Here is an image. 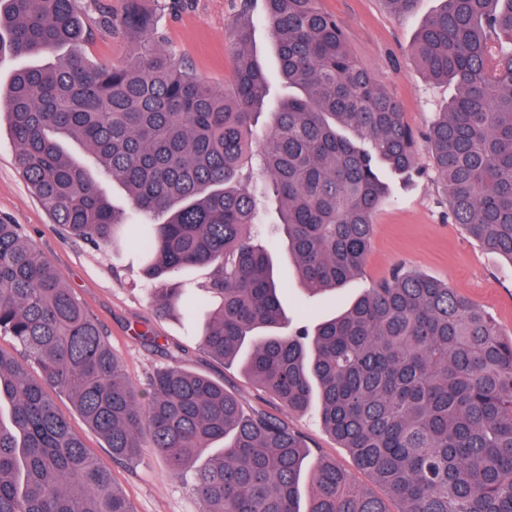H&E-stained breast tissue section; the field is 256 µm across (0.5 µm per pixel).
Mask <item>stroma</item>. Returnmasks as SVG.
<instances>
[{
    "mask_svg": "<svg viewBox=\"0 0 512 512\" xmlns=\"http://www.w3.org/2000/svg\"><path fill=\"white\" fill-rule=\"evenodd\" d=\"M238 3L141 0L143 9L154 18L162 48L218 87L233 82L226 35ZM322 6L342 20L351 53L402 103L404 119L413 130L425 129L454 98L455 85L428 81L411 51L420 22L434 12L438 0H419L408 15L393 13L383 0H322ZM86 24L90 36L83 51L90 60L109 66L127 59L132 41L101 26L96 10H89ZM419 165L422 173L411 183L388 176L390 195L375 213L363 269L336 293L309 297L293 267L285 259H277L281 301L293 324L313 325L341 313L365 288L388 277L399 263L478 301L503 332L512 333V264L470 238L461 225L450 222L448 203L432 179L427 151H420ZM1 216L24 225L32 243L57 267L65 285L99 320L134 382L145 384L155 370L170 365V355L175 352L188 370L223 382L244 407L279 412L278 403L252 382L239 363H222L199 349L196 336L203 318L192 321L179 315H153L149 285L130 250H96L83 241L61 238L19 174L15 146L5 132L0 134ZM146 330L160 337L161 347L140 339V332ZM57 405L90 451L111 470L116 487L130 500L134 512H199L196 499L153 451H145L135 464L116 463L103 439L85 425L67 397H58ZM290 422L307 435L314 455L335 459L356 485L370 486L369 476L322 429L314 412L291 416Z\"/></svg>",
    "mask_w": 512,
    "mask_h": 512,
    "instance_id": "1",
    "label": "stroma"
}]
</instances>
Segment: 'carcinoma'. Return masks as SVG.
<instances>
[{"mask_svg":"<svg viewBox=\"0 0 512 512\" xmlns=\"http://www.w3.org/2000/svg\"><path fill=\"white\" fill-rule=\"evenodd\" d=\"M288 98L259 126L270 94L250 50L254 7ZM84 0H0V53L68 54L15 71L6 116L15 164L68 237L133 244L158 317L205 310L199 346L244 370L290 414L320 406L323 428L382 489L354 485L311 456L282 416L245 409L224 383L175 362L143 388L99 322L25 228L0 218V512H133L111 472L59 412L66 396L112 451L151 448L201 512H512V335L448 284L396 266L342 315L288 330L273 257L312 294L359 275L381 170L418 173V136L399 102L348 49L320 0H240L228 43L235 81L217 87L160 46L140 0L101 14L135 51L112 67L80 51ZM413 53L458 94L425 136L448 216L512 259V0H441ZM81 141L91 174L65 153ZM261 142L257 166L245 165ZM124 185L132 210L103 181ZM206 268L203 292L167 282ZM38 377H33L30 367ZM217 447L196 465L197 451Z\"/></svg>","mask_w":512,"mask_h":512,"instance_id":"obj_1","label":"carcinoma"}]
</instances>
